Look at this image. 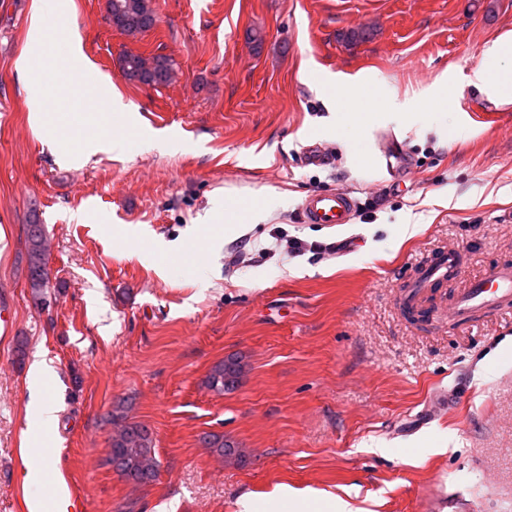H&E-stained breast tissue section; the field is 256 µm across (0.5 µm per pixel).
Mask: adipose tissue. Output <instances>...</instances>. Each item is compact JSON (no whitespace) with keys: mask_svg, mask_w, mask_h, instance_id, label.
<instances>
[{"mask_svg":"<svg viewBox=\"0 0 512 512\" xmlns=\"http://www.w3.org/2000/svg\"><path fill=\"white\" fill-rule=\"evenodd\" d=\"M55 34V27L45 24L42 19H35L30 28L29 54L19 64L21 73L33 87L28 101L32 125L37 130L44 131L58 126L79 124L84 130L83 135L59 144L63 155L73 164L84 163L99 151L123 150V140L111 135L109 127L102 121L96 107L101 101H109L112 112L120 116L125 114L127 107L109 83L95 73L79 45H70L71 64L66 71L59 74L60 80L70 84L69 94L51 101L41 92L43 77L35 68L34 61L42 54L46 42ZM51 372V366L41 355H33L28 369L31 400L27 411L34 423L41 428L52 427L56 420V402L41 391Z\"/></svg>","mask_w":512,"mask_h":512,"instance_id":"1","label":"adipose tissue"}]
</instances>
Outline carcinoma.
<instances>
[{"mask_svg": "<svg viewBox=\"0 0 512 512\" xmlns=\"http://www.w3.org/2000/svg\"><path fill=\"white\" fill-rule=\"evenodd\" d=\"M45 228L42 224L25 225V251L27 281L35 302H43L49 284L48 249ZM246 365L238 359L233 364L223 360L209 371L205 384L217 393L233 391L240 386ZM103 423L111 426L109 463L125 480L138 485L154 481L158 472L155 443L151 431L140 422L128 419L125 401L119 400L104 414ZM200 441L217 455L226 459H239L243 450L224 436L206 433Z\"/></svg>", "mask_w": 512, "mask_h": 512, "instance_id": "1", "label": "carcinoma"}]
</instances>
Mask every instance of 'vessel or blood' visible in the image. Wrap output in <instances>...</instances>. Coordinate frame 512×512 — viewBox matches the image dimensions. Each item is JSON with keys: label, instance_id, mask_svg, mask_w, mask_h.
<instances>
[{"label": "vessel or blood", "instance_id": "1", "mask_svg": "<svg viewBox=\"0 0 512 512\" xmlns=\"http://www.w3.org/2000/svg\"><path fill=\"white\" fill-rule=\"evenodd\" d=\"M66 58V45L62 36H55L46 46L37 62L43 73H52ZM356 200L347 192L319 193L307 196L301 205L305 223L334 227L352 223ZM460 273L459 256L449 250L436 261L421 267L399 297L400 306L421 305L429 288L455 280ZM512 304V266L502 265L488 270L484 275L470 280L464 288L453 294L448 306L450 317L459 322H469L494 308Z\"/></svg>", "mask_w": 512, "mask_h": 512}]
</instances>
